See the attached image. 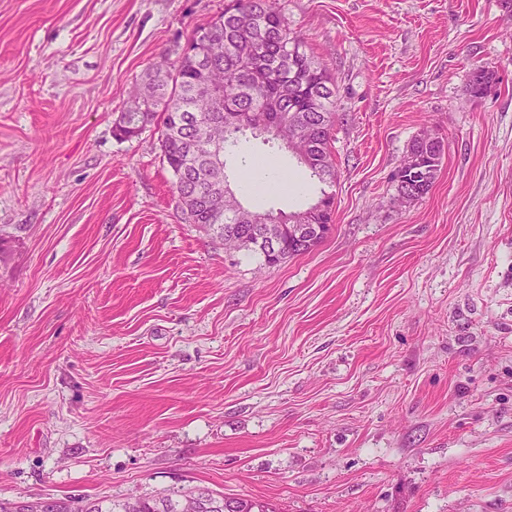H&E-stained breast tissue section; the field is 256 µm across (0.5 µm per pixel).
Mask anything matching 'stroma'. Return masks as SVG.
<instances>
[{
	"label": "stroma",
	"mask_w": 512,
	"mask_h": 512,
	"mask_svg": "<svg viewBox=\"0 0 512 512\" xmlns=\"http://www.w3.org/2000/svg\"><path fill=\"white\" fill-rule=\"evenodd\" d=\"M279 3L336 82L337 180L329 237L266 267L185 220L159 125L112 134L224 0H0V499L512 512V0ZM226 173L319 196L248 134ZM444 149L439 137L428 134L420 135L411 142L405 157L411 158L412 163L403 170L397 167L393 174L399 197L405 196L411 203L429 193L440 170Z\"/></svg>",
	"instance_id": "35a3bbf8"
}]
</instances>
